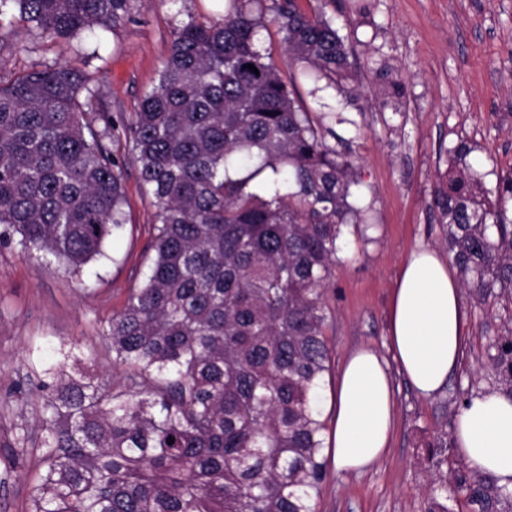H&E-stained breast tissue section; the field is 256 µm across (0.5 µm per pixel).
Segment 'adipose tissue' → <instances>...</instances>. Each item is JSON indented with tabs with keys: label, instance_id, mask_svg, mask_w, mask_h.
<instances>
[{
	"label": "adipose tissue",
	"instance_id": "adipose-tissue-1",
	"mask_svg": "<svg viewBox=\"0 0 512 512\" xmlns=\"http://www.w3.org/2000/svg\"><path fill=\"white\" fill-rule=\"evenodd\" d=\"M391 351L420 396L430 397L460 363L467 321L459 284L434 249L419 247L403 263L389 314ZM332 428L322 453L337 470L362 472L384 455L394 421V395L386 364L359 349L344 362L329 400ZM456 452L475 471L512 488V397L490 392L468 401L454 429Z\"/></svg>",
	"mask_w": 512,
	"mask_h": 512
}]
</instances>
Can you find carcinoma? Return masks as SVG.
Segmentation results:
<instances>
[{
    "mask_svg": "<svg viewBox=\"0 0 512 512\" xmlns=\"http://www.w3.org/2000/svg\"><path fill=\"white\" fill-rule=\"evenodd\" d=\"M12 2L27 26L0 11V71L24 36L113 31L136 0ZM270 22L292 60L287 81L256 44ZM351 55L297 0H225L224 16L173 30L157 81L119 126L97 111L90 77L61 61L0 79V243L18 235L28 254L80 275L126 223L130 162L156 219L146 280L101 327L112 378H76L26 350L51 392L39 441L14 425L0 467L38 454L29 512H317L326 287L342 228L364 217L354 156L326 142L297 83L358 96ZM379 77L381 105L398 103L401 78ZM119 127L127 157L107 147ZM471 153L448 149L433 202L484 303L512 288V175L486 186ZM490 363L512 388V335Z\"/></svg>",
    "mask_w": 512,
    "mask_h": 512,
    "instance_id": "obj_1",
    "label": "carcinoma"
}]
</instances>
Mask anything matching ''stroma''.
<instances>
[{
  "label": "stroma",
  "mask_w": 512,
  "mask_h": 512,
  "mask_svg": "<svg viewBox=\"0 0 512 512\" xmlns=\"http://www.w3.org/2000/svg\"><path fill=\"white\" fill-rule=\"evenodd\" d=\"M322 10L342 35L353 38L355 73L363 85L353 102L334 90L299 93L311 114L334 105L345 117L336 126L358 165L355 203L372 209L369 224L344 230L345 251L327 293L333 311L326 331L332 349L319 389L327 394L346 357L373 349L386 362L396 408L390 448L362 473L329 471L317 496L318 512H427L434 487L458 482L484 489L491 476L472 470L453 448H437V435L452 433L467 400L486 391L508 393L489 362L501 336L512 332V290L478 303L462 291L470 335L465 354L445 386L430 398L407 383L390 351L389 309L403 262L420 246L447 256L436 219L433 190L448 167L447 150L472 146L474 168L487 185L512 173V0H298ZM205 0H137L132 17L113 31H85L69 45L35 37L14 57L21 72L36 62H67L90 74L103 112L134 111L155 81L173 29L189 20L214 19ZM401 74L406 94L398 108L369 109L382 85L378 67ZM129 202L124 229L91 261L82 278L63 266L45 265L18 244L0 246V444L15 424L39 434L36 398L16 400L15 383L28 382L22 358L30 346L51 354L74 343L68 372L112 374V353L101 326L128 289L141 284L150 264L154 209L142 192L138 170L128 166ZM40 473L36 457L21 470L0 469V512H27L28 492Z\"/></svg>",
  "instance_id": "obj_1"
}]
</instances>
